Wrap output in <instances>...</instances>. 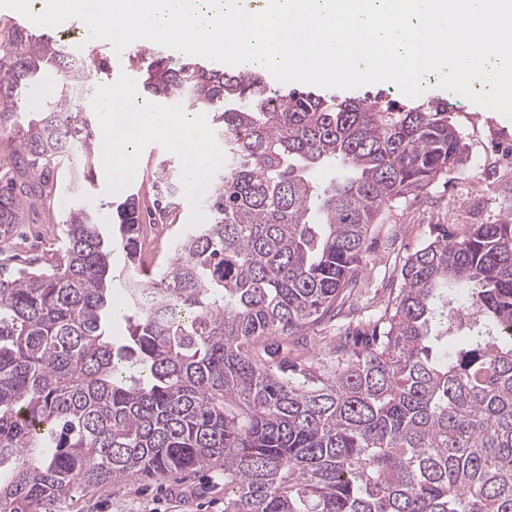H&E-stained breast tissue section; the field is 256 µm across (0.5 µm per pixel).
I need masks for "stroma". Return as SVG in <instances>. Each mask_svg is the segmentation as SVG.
<instances>
[{
  "instance_id": "stroma-1",
  "label": "stroma",
  "mask_w": 512,
  "mask_h": 512,
  "mask_svg": "<svg viewBox=\"0 0 512 512\" xmlns=\"http://www.w3.org/2000/svg\"><path fill=\"white\" fill-rule=\"evenodd\" d=\"M56 41L71 54L93 53L103 59L107 71L100 76L101 92H123L133 102L142 98L140 71L131 67L129 59L112 58L108 41L90 42L82 32L80 20L71 19L58 26ZM426 85V90L415 98L404 96L390 82L349 91L335 90L339 100L381 96L407 109L438 101L447 103L448 122L466 143L469 157L465 165L449 168L424 193L401 200L384 211L377 224L371 225L358 285L346 298L338 316L311 325L302 335L285 341L268 337L258 349L263 358L283 363L302 354L319 367L335 363L339 342H346L348 351H363L368 335L384 322L386 307L402 286L400 269L405 258L434 238L435 225L444 224L449 231L461 233L474 224L512 219V120L438 88L436 79H427ZM164 159L174 171L185 167L182 155L168 140L149 136L139 143L135 173L123 184H114L111 169L103 164L98 168L90 193L70 188L64 181L60 182L59 191L75 207L87 195L101 203L100 231L105 240L111 241L118 232L116 204L142 187L145 177L152 175ZM65 217V212L53 204L30 216L28 224L20 228L21 247L0 252L8 257L9 268L26 267L33 259L45 262L61 245ZM208 221L209 213L200 205L197 194L182 190L177 209L167 223L157 227L169 245L155 257V264H167L172 256L171 243L192 225ZM36 512H224V474L213 469L183 481L168 478L127 481L77 492L65 502L43 503Z\"/></svg>"
}]
</instances>
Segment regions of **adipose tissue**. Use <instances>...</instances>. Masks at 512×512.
I'll use <instances>...</instances> for the list:
<instances>
[{
  "mask_svg": "<svg viewBox=\"0 0 512 512\" xmlns=\"http://www.w3.org/2000/svg\"><path fill=\"white\" fill-rule=\"evenodd\" d=\"M101 109L104 134L99 144L100 155L104 163L112 165L116 180H125L132 174L134 146L146 135L168 139L183 154L189 187H199L206 180L215 157L202 146L201 130L192 113L134 112L110 93L103 97Z\"/></svg>",
  "mask_w": 512,
  "mask_h": 512,
  "instance_id": "obj_1",
  "label": "adipose tissue"
}]
</instances>
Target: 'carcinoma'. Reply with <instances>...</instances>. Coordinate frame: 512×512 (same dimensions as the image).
Returning <instances> with one entry per match:
<instances>
[{"label": "carcinoma", "instance_id": "carcinoma-1", "mask_svg": "<svg viewBox=\"0 0 512 512\" xmlns=\"http://www.w3.org/2000/svg\"><path fill=\"white\" fill-rule=\"evenodd\" d=\"M72 54L16 30L0 40V132L52 68L53 96L17 131L20 180L0 184V243L55 191L94 183L96 136ZM144 85L212 114L223 174L162 268L142 260L139 194L116 207L129 342H112V244L84 203L46 267L0 270V512L81 486L224 470V512H512V222L438 226L410 254L380 334L323 371L257 341L343 306L369 226L468 159L441 106L337 102L256 73L173 65ZM316 170L330 171L319 182ZM166 203L180 182L152 185ZM457 323L454 348L448 330Z\"/></svg>", "mask_w": 512, "mask_h": 512}]
</instances>
